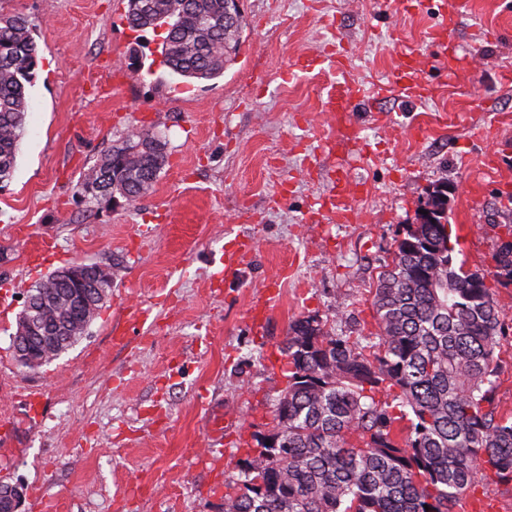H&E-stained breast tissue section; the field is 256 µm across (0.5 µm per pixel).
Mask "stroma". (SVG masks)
Segmentation results:
<instances>
[{
    "instance_id": "35a3bbf8",
    "label": "stroma",
    "mask_w": 512,
    "mask_h": 512,
    "mask_svg": "<svg viewBox=\"0 0 512 512\" xmlns=\"http://www.w3.org/2000/svg\"><path fill=\"white\" fill-rule=\"evenodd\" d=\"M246 25L223 75L188 80L154 66L152 31L129 29L126 0H0L39 47L12 179L0 188V445L20 512H222L240 436L266 432L286 385L290 323L317 314L339 336L374 332L370 303L397 239L447 182L457 260L490 273L505 334L493 407L512 414V0H243ZM449 40L434 42V27ZM330 65L291 71L335 40ZM417 55L423 97L395 80ZM368 95L336 125V90ZM165 134L169 164L136 202L78 199L76 185L135 125ZM334 151H323L325 140ZM348 218L313 216L339 173ZM252 251L225 264L235 236ZM73 262L112 272L88 332L37 369L13 351L35 283ZM149 309L142 325L133 307ZM38 411H31V398ZM224 453L198 464L210 418Z\"/></svg>"
}]
</instances>
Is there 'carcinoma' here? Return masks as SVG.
Masks as SVG:
<instances>
[{
    "label": "carcinoma",
    "mask_w": 512,
    "mask_h": 512,
    "mask_svg": "<svg viewBox=\"0 0 512 512\" xmlns=\"http://www.w3.org/2000/svg\"><path fill=\"white\" fill-rule=\"evenodd\" d=\"M133 31L168 25L160 65L213 79L235 59L244 16L224 25V0H127ZM38 64L32 27L0 13V185L13 176ZM167 141L130 131L81 176L89 203L146 194L167 164ZM437 224H411L396 241L372 298L367 344L326 329L317 314L291 322L282 354L286 387L264 434L251 435L238 475L224 482V512H454L478 473L512 482V416L490 409L504 335L486 273L465 271L449 245L445 202ZM496 276L512 279V244ZM33 292L37 335L60 337L51 363L87 333L103 304L74 315L65 288L46 275Z\"/></svg>",
    "instance_id": "carcinoma-1"
}]
</instances>
